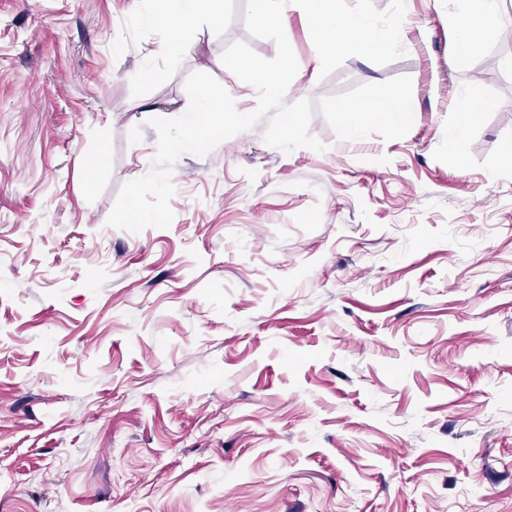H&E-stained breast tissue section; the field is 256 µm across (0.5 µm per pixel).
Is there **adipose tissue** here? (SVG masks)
<instances>
[{"label":"adipose tissue","mask_w":512,"mask_h":512,"mask_svg":"<svg viewBox=\"0 0 512 512\" xmlns=\"http://www.w3.org/2000/svg\"><path fill=\"white\" fill-rule=\"evenodd\" d=\"M220 0H159V10L151 20L165 29L160 53L167 54L186 47L192 40L197 24L206 19L218 22ZM502 0H460L458 25L460 38L456 57L467 56L482 43L507 28L512 21L505 19Z\"/></svg>","instance_id":"1"}]
</instances>
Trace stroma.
<instances>
[{
  "label": "stroma",
  "instance_id": "obj_1",
  "mask_svg": "<svg viewBox=\"0 0 512 512\" xmlns=\"http://www.w3.org/2000/svg\"><path fill=\"white\" fill-rule=\"evenodd\" d=\"M156 0H0V512H512V29L459 60L454 0L405 56L406 136L282 153L265 123L182 155L169 228L109 227L155 118L213 75L245 0L156 55ZM152 59L159 80L143 79ZM484 104L462 153L457 96Z\"/></svg>",
  "mask_w": 512,
  "mask_h": 512
}]
</instances>
